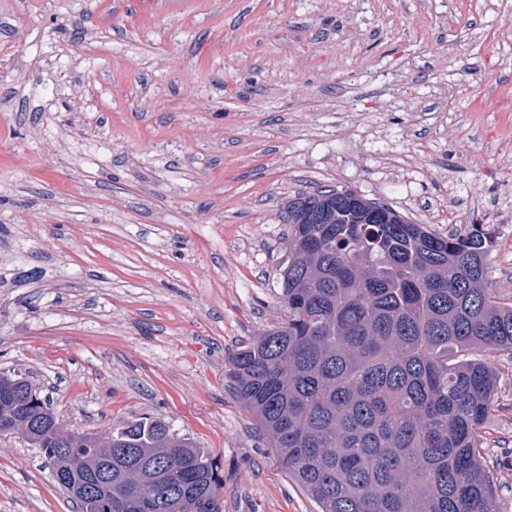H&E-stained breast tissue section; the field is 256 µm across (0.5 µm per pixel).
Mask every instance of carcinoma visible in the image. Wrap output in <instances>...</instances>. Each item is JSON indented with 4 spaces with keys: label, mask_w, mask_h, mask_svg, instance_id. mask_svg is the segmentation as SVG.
Wrapping results in <instances>:
<instances>
[{
    "label": "carcinoma",
    "mask_w": 512,
    "mask_h": 512,
    "mask_svg": "<svg viewBox=\"0 0 512 512\" xmlns=\"http://www.w3.org/2000/svg\"><path fill=\"white\" fill-rule=\"evenodd\" d=\"M351 189L288 200L282 322L251 338L225 372L280 467L320 512H497L481 460L497 376L463 348L512 351V303L491 288L495 243L481 224L446 235L392 206L336 207ZM50 401L0 402L29 445L63 471L79 512H222L207 452L163 419L106 437L56 430ZM112 455V483L94 484Z\"/></svg>",
    "instance_id": "obj_1"
}]
</instances>
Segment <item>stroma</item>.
Here are the masks:
<instances>
[{"mask_svg":"<svg viewBox=\"0 0 512 512\" xmlns=\"http://www.w3.org/2000/svg\"><path fill=\"white\" fill-rule=\"evenodd\" d=\"M512 0H0V370L63 430L158 417L224 512H318L225 380L279 323L288 198L496 235L512 300ZM484 459L512 512V351ZM0 512H75L0 436Z\"/></svg>","mask_w":512,"mask_h":512,"instance_id":"1","label":"stroma"}]
</instances>
